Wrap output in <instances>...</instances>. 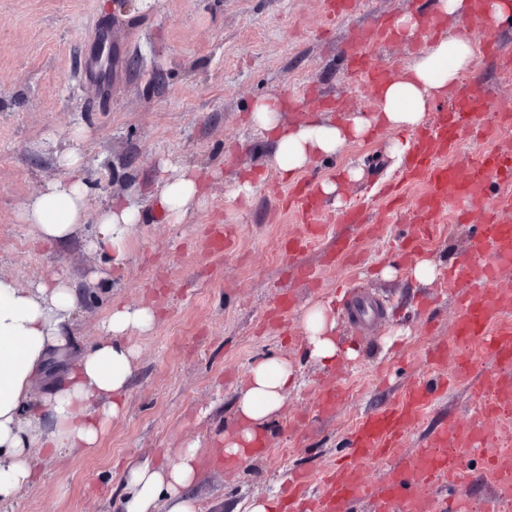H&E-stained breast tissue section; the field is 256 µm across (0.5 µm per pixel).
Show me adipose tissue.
I'll use <instances>...</instances> for the list:
<instances>
[{
    "instance_id": "1",
    "label": "adipose tissue",
    "mask_w": 512,
    "mask_h": 512,
    "mask_svg": "<svg viewBox=\"0 0 512 512\" xmlns=\"http://www.w3.org/2000/svg\"><path fill=\"white\" fill-rule=\"evenodd\" d=\"M438 9L459 20L476 13L495 23L512 19V0H438ZM474 56L471 41L451 32L426 46L412 66L384 86L371 113L338 122L312 118L286 124L281 120L284 100L271 94L254 103L250 122L275 143L272 166L281 178L292 179L313 158L367 139L377 127L422 124L435 101L447 97L472 66ZM85 136L84 129L73 131V147L59 155L61 178L22 204L20 219L31 225L41 242H68L86 219L89 190L76 147ZM206 197L193 166L177 168L150 194L154 209L172 224L182 223L190 208ZM142 216L140 206L129 201L100 207L92 248L107 251L113 265H125ZM76 304V291L63 277L26 286L0 277V504L11 503L34 485L41 459L65 449L97 448L108 421L124 410L135 356L128 337L151 330L156 312L149 306L112 307L98 342L74 357L70 344ZM304 326L308 355L324 365L333 363L339 347L332 306H311ZM295 383L288 359L268 356L252 363L235 400L240 425L222 437L225 456H237L248 446L277 415ZM199 473V451L193 446L167 465L135 467L121 512H158L162 507L167 512H199L195 498L187 493Z\"/></svg>"
}]
</instances>
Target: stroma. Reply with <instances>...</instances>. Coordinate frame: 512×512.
<instances>
[{"label":"stroma","mask_w":512,"mask_h":512,"mask_svg":"<svg viewBox=\"0 0 512 512\" xmlns=\"http://www.w3.org/2000/svg\"><path fill=\"white\" fill-rule=\"evenodd\" d=\"M408 12L429 22L435 0H358L351 15L330 24L323 0H152L146 8L141 0H0V276L23 285L67 278L79 296L78 351L98 339L112 305L158 313L151 331L130 337L137 356L126 409L107 424L98 448L42 461L37 482L0 512H120L130 468L173 460L191 445L207 461L191 489L200 512H245L250 500L277 495L289 469L319 479L345 459L359 419L394 403L405 383L434 378L426 352L450 335L457 314L441 275L469 259L471 225L448 221L425 252L438 276L424 286L398 258L405 227L388 223L366 238L341 221L343 207L357 201L369 202V223L380 221L374 194L399 169L392 146L405 142L407 131L380 130L305 169V176L340 186L341 204L323 203L328 240L355 238L365 257L359 267L331 266L325 247L308 251L303 260L319 273L311 287L286 274L281 244L298 230L284 205L290 184L269 164L272 143L248 122L253 103L272 92L287 95L295 108L315 109L330 97L350 99L354 112L372 111L373 95L345 57L350 30ZM105 23L118 72L102 69L97 82H88L83 61ZM464 78L492 112H512V81L501 76L497 59L480 55ZM79 126L89 130L77 145L90 192L86 221L67 243H37L19 210L61 177L58 155ZM186 163L207 178L204 205L180 224L147 212L124 266L91 249L99 205L125 196L143 202L161 177ZM352 168L361 169V179L349 178ZM244 175L253 193L242 202ZM223 233L230 246L211 254L209 240ZM386 267L393 272L388 279L381 275ZM346 280L387 313L355 332L337 308L336 334L356 355L326 368L305 353L302 314L334 298ZM283 290L297 302L287 316L288 336L263 322ZM263 356L288 358L297 384L265 433L268 453L228 468L219 437L235 429L237 386ZM327 387L342 401L324 420L314 401ZM478 410L470 383L455 380L409 433L407 450L439 421Z\"/></svg>","instance_id":"stroma-1"}]
</instances>
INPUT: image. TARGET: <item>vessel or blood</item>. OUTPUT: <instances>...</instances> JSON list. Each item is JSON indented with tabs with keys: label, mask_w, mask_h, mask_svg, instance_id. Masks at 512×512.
<instances>
[{
	"label": "vessel or blood",
	"mask_w": 512,
	"mask_h": 512,
	"mask_svg": "<svg viewBox=\"0 0 512 512\" xmlns=\"http://www.w3.org/2000/svg\"><path fill=\"white\" fill-rule=\"evenodd\" d=\"M392 37V27L381 20L355 28L349 35L350 69L368 90H376L391 77L390 71L374 67L370 58L378 45ZM477 128L494 140V148L478 160L459 156L463 137ZM401 180L422 187L399 213L403 222L414 226L400 245L404 258L431 246L447 212H455L461 222L478 212L484 215L471 245L485 260L464 261L448 270L446 277L457 296L459 313L451 335L431 347L430 364L437 370L453 366L455 374L461 375L469 373L475 359L489 356L498 369L476 388L479 415L464 423L440 424L409 457L402 454L404 441L431 408L436 390L419 383L405 384L394 404L358 422L348 438L346 459L322 473L317 492L309 490L307 470L289 471L280 512H352L356 504L369 498L374 499L377 512H471L467 494L450 503L422 493L424 487L440 480L462 487L469 484L472 475L460 466L465 452L483 456L496 487L493 496L480 504V512H502L504 501L512 498V468L503 465L500 452L489 448L485 426L487 419L512 404V290L498 286L502 270L512 268V114L487 115L485 101L468 86L459 87L415 132ZM492 181L500 192L496 211L488 213L484 210L486 186ZM289 208L300 229L284 250L296 256L311 250L327 232L315 180L290 191ZM342 219L364 237L377 230L376 225L365 223L360 203L346 209ZM357 254L355 240L342 238L333 242L329 260L351 264ZM379 460L389 464L391 472L376 486L368 479L366 466Z\"/></svg>",
	"instance_id": "vessel-or-blood-1"
}]
</instances>
